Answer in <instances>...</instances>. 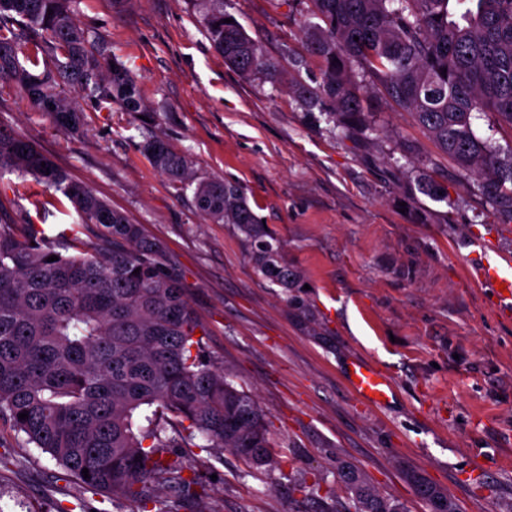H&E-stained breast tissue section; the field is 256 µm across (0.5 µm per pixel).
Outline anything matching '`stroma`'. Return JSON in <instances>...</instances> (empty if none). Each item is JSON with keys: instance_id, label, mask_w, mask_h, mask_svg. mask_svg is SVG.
Segmentation results:
<instances>
[{"instance_id": "obj_1", "label": "stroma", "mask_w": 512, "mask_h": 512, "mask_svg": "<svg viewBox=\"0 0 512 512\" xmlns=\"http://www.w3.org/2000/svg\"><path fill=\"white\" fill-rule=\"evenodd\" d=\"M307 0H224V9L285 77L271 83L226 65L199 0H73L78 24L132 73L142 110L62 93L82 114L73 132L0 88V126L34 142L73 179L163 241L182 270L208 352L249 392L287 461L255 468L216 448L182 454L196 496L178 512H349L336 466L359 470L406 512H428L406 479L421 473L459 512H512V319L472 278L476 238L512 255V222L481 195L477 177L443 155L411 113L379 105L372 131L347 136L289 90L314 84L305 53ZM162 138L191 163L192 185L173 182L143 153ZM221 177L248 203L299 285L256 272L233 224L202 216L194 182ZM430 178L447 201L424 194ZM19 218L54 238L79 224L73 205L33 177L0 176V219ZM366 359L391 380L381 407L345 379ZM320 482L316 497L299 483ZM0 512H140L85 490L0 420Z\"/></svg>"}]
</instances>
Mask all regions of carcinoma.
Segmentation results:
<instances>
[{
    "instance_id": "obj_1",
    "label": "carcinoma",
    "mask_w": 512,
    "mask_h": 512,
    "mask_svg": "<svg viewBox=\"0 0 512 512\" xmlns=\"http://www.w3.org/2000/svg\"><path fill=\"white\" fill-rule=\"evenodd\" d=\"M206 33L225 64L244 75H282L276 60L236 21L224 0H204ZM306 50L319 62L315 85L294 89L306 107L348 133L371 129V84L414 114L458 168L480 178L495 211L512 221V152L475 133L495 112L512 126V0H309ZM100 104L141 110L134 79L77 23L71 0H0V85L19 89L68 130L82 124L60 84ZM143 152L173 179H191L188 158L159 138ZM30 175L61 192L84 226L59 251L55 239L0 221V418L51 456L83 488L150 512H175L152 494L168 484L184 496L195 480L163 448L228 450L256 468H275L257 402L215 368L187 298L181 270L162 241L71 179L31 140L0 127V173ZM199 211L235 224L253 248L260 277L282 288L297 274L249 206L222 178L195 189ZM55 255L58 260L49 262ZM139 273H134V270ZM28 418L21 419L19 414ZM89 477H84L83 469ZM352 512H404L351 466L338 467Z\"/></svg>"
}]
</instances>
